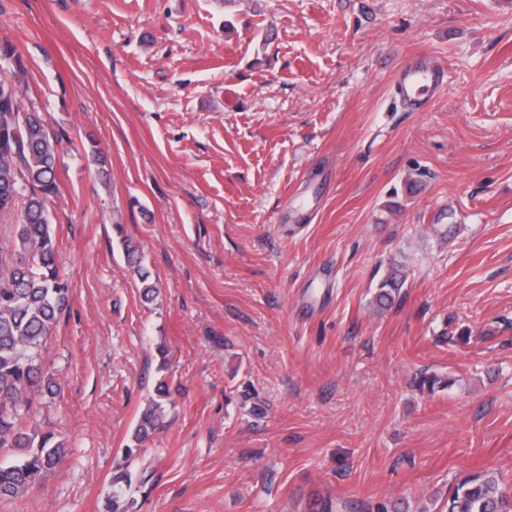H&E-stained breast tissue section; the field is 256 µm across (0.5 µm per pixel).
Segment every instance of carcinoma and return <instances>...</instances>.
Instances as JSON below:
<instances>
[{
  "instance_id": "carcinoma-1",
  "label": "carcinoma",
  "mask_w": 512,
  "mask_h": 512,
  "mask_svg": "<svg viewBox=\"0 0 512 512\" xmlns=\"http://www.w3.org/2000/svg\"><path fill=\"white\" fill-rule=\"evenodd\" d=\"M19 76L0 75V214L20 210L15 227L10 268L0 279V449L23 448L9 463L0 462V499L24 496L30 486L51 473L63 457L64 445L50 433L19 425L37 396L54 393L57 382L44 371L41 348L70 304L66 276L56 263L58 244L48 204L58 196V146L61 135L49 130L39 112H32L18 91ZM128 267L143 284L147 300L156 286L142 265L139 246L121 238ZM405 281L400 270L385 277L375 296L384 309L393 302ZM169 391L156 388L134 429L136 443L146 440L163 423ZM132 474L113 476L109 512H133L128 496ZM444 512H512V495L501 490L493 475L466 477L448 488Z\"/></svg>"
}]
</instances>
